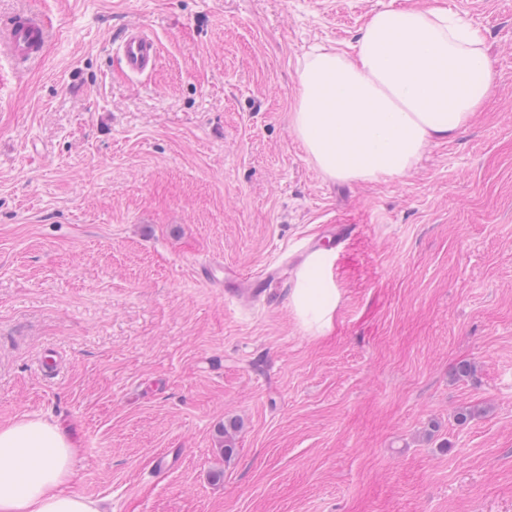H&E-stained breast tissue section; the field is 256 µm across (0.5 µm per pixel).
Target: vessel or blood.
Instances as JSON below:
<instances>
[{
  "mask_svg": "<svg viewBox=\"0 0 512 512\" xmlns=\"http://www.w3.org/2000/svg\"><path fill=\"white\" fill-rule=\"evenodd\" d=\"M51 31L43 17L35 12L13 16L0 24V54L15 64L27 65L38 61ZM122 63L130 76L138 77L153 71L158 63L159 48L156 38L137 25H129L118 44ZM199 276L214 287L225 286L234 290L238 297L260 295L261 289L255 283H243L238 270L227 268L225 279L214 274L213 264L202 265Z\"/></svg>",
  "mask_w": 512,
  "mask_h": 512,
  "instance_id": "obj_1",
  "label": "vessel or blood"
}]
</instances>
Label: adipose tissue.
<instances>
[{"label": "adipose tissue", "mask_w": 512, "mask_h": 512, "mask_svg": "<svg viewBox=\"0 0 512 512\" xmlns=\"http://www.w3.org/2000/svg\"><path fill=\"white\" fill-rule=\"evenodd\" d=\"M483 44L481 28L444 8L379 11L356 43L317 49L299 69L291 130L329 178L404 176L489 98L495 74ZM322 265L312 255L292 295L297 317L317 332L330 327L337 302ZM78 454L59 425H0V512H103L68 488Z\"/></svg>", "instance_id": "adipose-tissue-1"}]
</instances>
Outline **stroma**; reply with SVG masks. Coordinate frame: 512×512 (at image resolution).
Instances as JSON below:
<instances>
[{"mask_svg": "<svg viewBox=\"0 0 512 512\" xmlns=\"http://www.w3.org/2000/svg\"><path fill=\"white\" fill-rule=\"evenodd\" d=\"M402 4L479 25L495 90L405 176L331 180L291 132L297 71ZM19 11L52 36L0 60V424L70 428V487L107 512H512V0H0ZM131 24L159 46L137 79ZM318 241L323 334L290 304ZM206 260L294 274L241 307ZM127 73L138 77L153 71L158 63L159 48L156 38L138 25H129L117 48Z\"/></svg>", "mask_w": 512, "mask_h": 512, "instance_id": "1", "label": "stroma"}]
</instances>
